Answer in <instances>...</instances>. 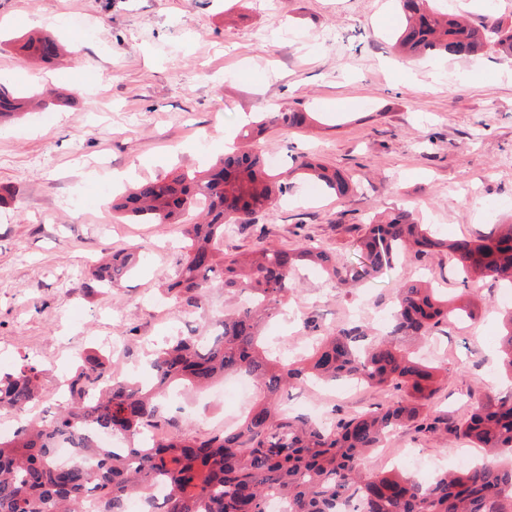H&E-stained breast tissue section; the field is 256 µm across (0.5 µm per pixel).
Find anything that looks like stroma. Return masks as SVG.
I'll use <instances>...</instances> for the list:
<instances>
[{
  "label": "stroma",
  "mask_w": 512,
  "mask_h": 512,
  "mask_svg": "<svg viewBox=\"0 0 512 512\" xmlns=\"http://www.w3.org/2000/svg\"><path fill=\"white\" fill-rule=\"evenodd\" d=\"M87 19L86 39L67 25ZM396 0H0V78L31 96L26 114L0 127V368L42 371L40 409L79 358L123 337L122 368L144 370L155 350L186 325L239 306L215 287L190 314L163 299L180 272V225L137 224L112 209L125 185L207 168L258 112H313L303 131L268 126L255 150L283 171L310 154L357 185L336 198L294 180L273 213L225 236V253L259 244L294 247L312 239L351 259L370 216L411 211L456 238L512 220V58L399 57ZM53 34L60 60L29 63L16 40ZM119 249L140 253L133 274L109 288L90 272ZM433 279L449 297L474 300L476 319L440 325L426 356L447 380L428 406L460 418L485 390L512 395L499 360L502 299L492 279L463 283L448 254H408L393 271L343 288L302 272L284 304L295 320L271 319L270 342L297 349L346 318L376 324L396 284ZM366 386L315 402L344 418L384 403ZM200 433H220L243 402L185 389L171 404ZM419 454L426 483L469 455L399 430L371 463L386 470L401 449Z\"/></svg>",
  "instance_id": "1"
}]
</instances>
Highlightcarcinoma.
I'll return each instance as SVG.
<instances>
[{
	"label": "carcinoma",
	"mask_w": 512,
	"mask_h": 512,
	"mask_svg": "<svg viewBox=\"0 0 512 512\" xmlns=\"http://www.w3.org/2000/svg\"><path fill=\"white\" fill-rule=\"evenodd\" d=\"M400 5L406 24L394 49L407 57L476 58L491 45L512 56V22L468 25L438 0H400ZM22 49L39 61L59 53L47 37L29 38ZM22 104L0 82V120L17 115ZM313 122L307 112H265L242 128L241 137L251 141L270 123L300 131ZM296 170L340 197L355 190L343 174L312 159L302 160ZM287 190L261 153L240 150L202 173L145 182L112 201V210L128 219L183 225L188 245L179 276L166 285L178 304L200 309L206 290L219 284L250 294L252 306L217 319L221 333L206 346L192 330L159 348L150 385L111 372L98 358L85 360L67 379V401L50 422L23 426L11 438L0 436V512H82L79 505L92 494L105 503L104 512H124L129 497L148 499L157 482L168 487L165 512H265L271 494L287 498L289 512H336L348 496L361 498L365 512H512V396L480 398L460 419L432 417L424 405L439 390L437 368L404 346L407 338L425 337L450 318H474V307L404 281L398 284L393 323L382 335L352 322L317 338L312 353L301 360L271 355L261 336L263 322L278 313L295 288L293 273L304 262L340 285L375 279L395 268L411 242L422 254L447 249L466 280L493 277L512 287V224L448 241L399 210L367 225L354 261L311 243L293 249L261 244L246 270L236 258L218 254L227 226L248 224L271 211ZM131 267L132 253L118 251L110 264L90 273L91 280L106 288ZM500 343L502 369L512 378V313ZM230 373L251 377L257 392L235 428L204 436L189 432L177 416L164 417L158 398L167 389ZM37 379L33 364L0 371V411L27 410L38 398ZM338 379L403 395L383 409L328 426L284 408L288 390ZM163 419L168 425L163 438L142 442L144 430ZM406 426L432 438L461 436L491 455L465 472H443L427 484L368 464L373 450ZM95 431L120 435L127 445L100 448L91 436ZM62 437L79 448V457L66 467L55 462V443Z\"/></svg>",
	"instance_id": "carcinoma-1"
}]
</instances>
